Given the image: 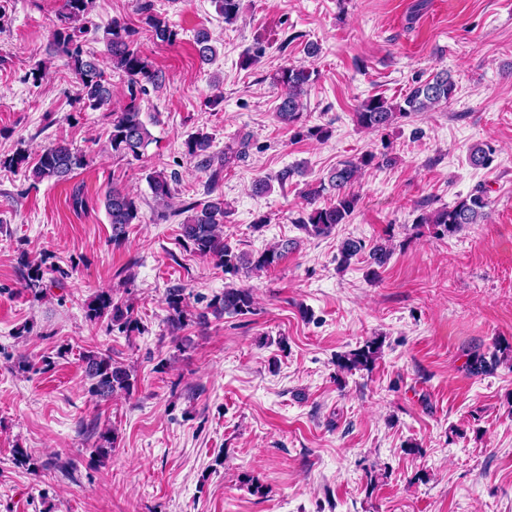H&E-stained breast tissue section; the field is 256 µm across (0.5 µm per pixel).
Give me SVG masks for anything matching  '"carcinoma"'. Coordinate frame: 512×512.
Listing matches in <instances>:
<instances>
[{
    "label": "carcinoma",
    "mask_w": 512,
    "mask_h": 512,
    "mask_svg": "<svg viewBox=\"0 0 512 512\" xmlns=\"http://www.w3.org/2000/svg\"><path fill=\"white\" fill-rule=\"evenodd\" d=\"M242 0H214L216 10L224 23L236 22L241 12ZM93 0H61L57 13V24L51 34L52 53L67 61L78 83L77 100L92 110L108 107L112 101L111 74L126 77L128 83V101L124 108L112 114V131L109 143L112 152L120 155L138 157L150 141V132L141 119L138 93L145 92L144 85L150 84L156 89L163 88L164 76L155 70L148 57L137 46L138 31L124 20L112 19L105 31V43L109 64H104L97 56L83 49L82 35L87 30L88 16ZM138 12L143 16L145 30L153 40L173 45L179 40V32L162 15L155 12L153 0H138ZM196 45L202 62H209L215 50L211 45L209 33L200 30L196 34ZM313 81V71L293 65L281 67L274 75V82L281 86L285 94L278 106L279 119L290 127L297 126L303 116L302 98ZM456 83L448 72H439L424 83L414 86L401 102H390L381 96H372L364 100L357 112L356 122L367 129L380 130L392 125L396 119L418 112H427L448 102L455 94ZM213 137L203 131L190 135L184 142L186 154L198 161L210 171L206 194L214 192L221 181L224 167L233 160L246 155L249 146L247 140L239 141L238 146H227L224 153L211 152ZM493 149L488 145H476L470 149L471 162L484 167L491 161ZM392 158L383 153L372 152L345 160L328 173L327 179H321L308 185L305 191L310 210L295 219L294 224L309 237L330 236L339 224L346 223L358 206V197L351 193V185L365 170L388 164ZM10 167L24 165L29 168L37 181L44 179L61 181L67 179L75 170L83 168L86 155L65 142H55L47 146L34 160L22 152L5 160ZM148 182L155 198L166 202L172 196L171 184L176 176L162 171L148 174ZM335 191L334 199L323 207L316 206L317 199L328 190ZM105 210L112 224V241L118 242L126 235L128 225L140 221L139 208L135 198L128 193L112 188L105 195ZM489 200L482 187L476 188L453 204H446L432 211L419 214L416 226L428 225L434 237L445 238L456 234L466 224H479L487 217ZM186 214L181 222L184 242L197 254L209 257L224 267V273L232 276L249 277L276 265L286 253L290 242H277L264 251L251 255L239 252L224 239L223 224L227 213V203L223 196L210 197L204 201H193L177 214ZM364 244L353 239L341 242L336 261L345 268L357 258ZM392 250L387 244H376L369 251V275L379 277V268L390 259ZM170 310L168 326L177 332L185 326L186 312L183 306L182 290L172 288L166 295ZM254 296L247 286H227L224 293L209 304L212 314L219 318L228 315H247L253 313ZM87 318L93 322L108 319L119 330L131 332L138 329V321L130 306L114 300L108 294H98L87 305ZM382 340L374 337L362 346L341 356L337 364L340 369H369L381 353ZM86 376L92 381L93 395L110 399L118 392H129L132 387L130 371L109 353L90 352L83 355ZM500 363L497 353L486 356L478 354L470 362L472 373L493 371Z\"/></svg>",
    "instance_id": "carcinoma-1"
}]
</instances>
